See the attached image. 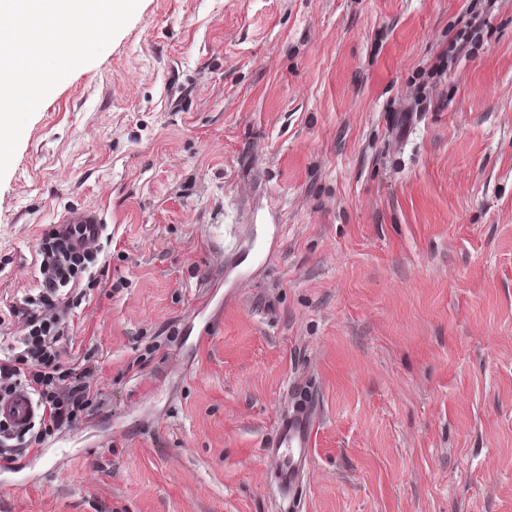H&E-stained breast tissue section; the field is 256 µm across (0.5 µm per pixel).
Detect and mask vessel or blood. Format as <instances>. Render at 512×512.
Wrapping results in <instances>:
<instances>
[{"instance_id": "1", "label": "vessel or blood", "mask_w": 512, "mask_h": 512, "mask_svg": "<svg viewBox=\"0 0 512 512\" xmlns=\"http://www.w3.org/2000/svg\"><path fill=\"white\" fill-rule=\"evenodd\" d=\"M59 221L64 225L81 226V236L75 237L76 246H87L99 240L104 219L95 211H75L63 214ZM38 415V406L23 389L0 394V419L12 425L14 431L28 428ZM316 419L311 409L295 403L288 412L281 414L262 450L275 464L273 477L280 495L295 501L302 489L303 477L309 467L311 446Z\"/></svg>"}]
</instances>
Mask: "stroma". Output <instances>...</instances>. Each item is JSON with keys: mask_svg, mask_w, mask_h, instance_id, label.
<instances>
[{"mask_svg": "<svg viewBox=\"0 0 512 512\" xmlns=\"http://www.w3.org/2000/svg\"><path fill=\"white\" fill-rule=\"evenodd\" d=\"M82 209L97 395L0 512H512V0H140L0 178V311ZM301 398L291 507L261 448Z\"/></svg>", "mask_w": 512, "mask_h": 512, "instance_id": "obj_1", "label": "stroma"}]
</instances>
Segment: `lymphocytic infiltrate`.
Listing matches in <instances>:
<instances>
[{"mask_svg":"<svg viewBox=\"0 0 512 512\" xmlns=\"http://www.w3.org/2000/svg\"><path fill=\"white\" fill-rule=\"evenodd\" d=\"M39 254L40 287L12 303L9 316L23 319L27 332L19 341L0 344V393L25 388L39 406L27 429L25 446L76 423L96 394L91 372L67 368V351L60 340L72 307L65 289L79 276L96 279L97 255L91 249L74 251L56 228L42 236Z\"/></svg>","mask_w":512,"mask_h":512,"instance_id":"f902f5d3","label":"lymphocytic infiltrate"}]
</instances>
